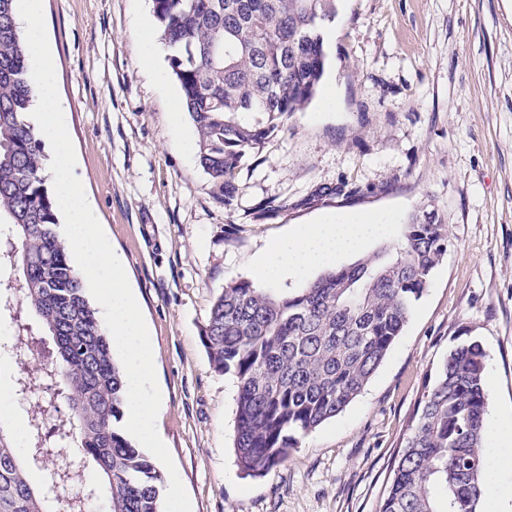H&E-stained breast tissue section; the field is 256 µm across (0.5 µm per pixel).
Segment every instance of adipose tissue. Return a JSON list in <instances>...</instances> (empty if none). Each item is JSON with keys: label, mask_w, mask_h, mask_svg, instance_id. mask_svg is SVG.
I'll return each instance as SVG.
<instances>
[{"label": "adipose tissue", "mask_w": 512, "mask_h": 512, "mask_svg": "<svg viewBox=\"0 0 512 512\" xmlns=\"http://www.w3.org/2000/svg\"><path fill=\"white\" fill-rule=\"evenodd\" d=\"M382 229L379 220L366 216H348L324 224L300 226L261 252L253 262V270L265 283L284 280L361 251Z\"/></svg>", "instance_id": "ef3b65f1"}]
</instances>
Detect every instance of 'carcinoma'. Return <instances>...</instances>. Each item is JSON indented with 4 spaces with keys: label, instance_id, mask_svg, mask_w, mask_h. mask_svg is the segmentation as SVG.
Here are the masks:
<instances>
[{
    "label": "carcinoma",
    "instance_id": "cac0c4a2",
    "mask_svg": "<svg viewBox=\"0 0 512 512\" xmlns=\"http://www.w3.org/2000/svg\"><path fill=\"white\" fill-rule=\"evenodd\" d=\"M17 0H0V311L29 337L34 315L53 336L38 382L54 385L70 414L62 423L76 465L35 462L56 447L53 415L27 412V448L0 427V512H162L164 478L128 439L127 392L111 338L91 305L71 247L57 231L41 139L27 119L35 101ZM175 48L170 67L197 131V158L217 197L232 205L247 154L317 93L326 53L322 29L336 0H153ZM445 218L428 212L347 267L294 293L250 280L225 285L202 340L214 370L238 383L239 468L263 476L299 439L340 414L363 390L407 324L448 252ZM486 352L461 344L441 361L410 415L378 512H485ZM41 471L40 486L28 469Z\"/></svg>",
    "mask_w": 512,
    "mask_h": 512
}]
</instances>
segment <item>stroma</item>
Segmentation results:
<instances>
[{
	"mask_svg": "<svg viewBox=\"0 0 512 512\" xmlns=\"http://www.w3.org/2000/svg\"><path fill=\"white\" fill-rule=\"evenodd\" d=\"M152 15V0H44L74 173L150 331L157 429L192 512H377L425 381L472 339L487 354L484 508L512 512V0H338L316 96L250 151L229 208ZM423 210L451 245L380 367L287 461L245 476L237 380L202 342L215 298L296 225L386 214L390 241Z\"/></svg>",
	"mask_w": 512,
	"mask_h": 512,
	"instance_id": "1",
	"label": "stroma"
}]
</instances>
